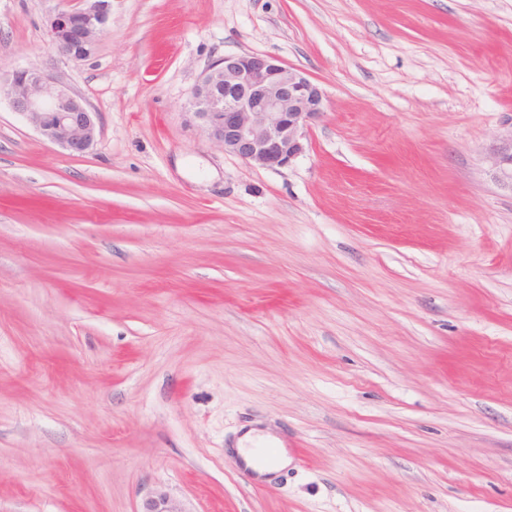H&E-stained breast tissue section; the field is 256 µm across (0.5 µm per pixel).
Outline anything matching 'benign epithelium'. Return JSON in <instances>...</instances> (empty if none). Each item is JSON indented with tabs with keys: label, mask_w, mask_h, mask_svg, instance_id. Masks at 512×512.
I'll return each instance as SVG.
<instances>
[{
	"label": "benign epithelium",
	"mask_w": 512,
	"mask_h": 512,
	"mask_svg": "<svg viewBox=\"0 0 512 512\" xmlns=\"http://www.w3.org/2000/svg\"><path fill=\"white\" fill-rule=\"evenodd\" d=\"M109 0H83L47 21L51 46L72 62L84 60L104 30ZM0 98L23 115L47 141L72 154L93 144L97 114L53 73L15 68L0 77ZM192 115L224 150L268 169L290 166L305 151L310 125L325 112V94L303 72L267 54L227 55L208 67L189 92ZM493 167L512 181V130L496 138ZM140 512H185L163 490Z\"/></svg>",
	"instance_id": "benign-epithelium-1"
}]
</instances>
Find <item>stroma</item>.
<instances>
[{"instance_id": "stroma-1", "label": "stroma", "mask_w": 512, "mask_h": 512, "mask_svg": "<svg viewBox=\"0 0 512 512\" xmlns=\"http://www.w3.org/2000/svg\"><path fill=\"white\" fill-rule=\"evenodd\" d=\"M75 3L0 0V70L98 115L0 102V512H512V0H111L77 64ZM253 52L327 96L288 168L188 117ZM82 7L61 8L47 21L51 46L72 62L84 60L104 30L109 14V0H83ZM0 98L23 115L47 141L73 154L93 144L97 114L53 73L41 68L2 72ZM490 159L501 177L512 182V129L496 138ZM140 512H185V510L167 492L156 490L144 499Z\"/></svg>"}]
</instances>
